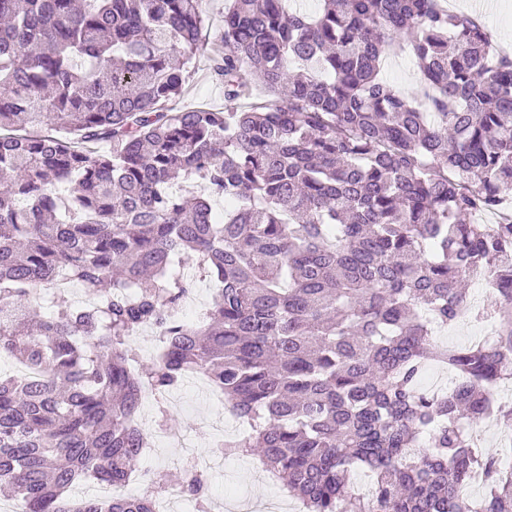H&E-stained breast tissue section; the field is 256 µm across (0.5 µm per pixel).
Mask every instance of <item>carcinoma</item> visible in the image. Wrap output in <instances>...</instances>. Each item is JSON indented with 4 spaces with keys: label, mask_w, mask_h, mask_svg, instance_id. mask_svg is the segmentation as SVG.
I'll list each match as a JSON object with an SVG mask.
<instances>
[{
    "label": "carcinoma",
    "mask_w": 512,
    "mask_h": 512,
    "mask_svg": "<svg viewBox=\"0 0 512 512\" xmlns=\"http://www.w3.org/2000/svg\"><path fill=\"white\" fill-rule=\"evenodd\" d=\"M230 2L224 108L176 111L207 0H0V357L41 371L0 378V486L17 512H154L148 493L69 491L124 486L143 400L196 371L250 426L220 447L258 452L305 512H512V470L468 438L512 418L489 395L512 380V55L445 0ZM405 44L409 98L381 77ZM191 259L218 288L188 324ZM474 270L497 336L450 349L436 329ZM153 325L166 348L145 367L133 339ZM475 469L485 496L457 498ZM179 486L208 512L206 476Z\"/></svg>",
    "instance_id": "1"
}]
</instances>
